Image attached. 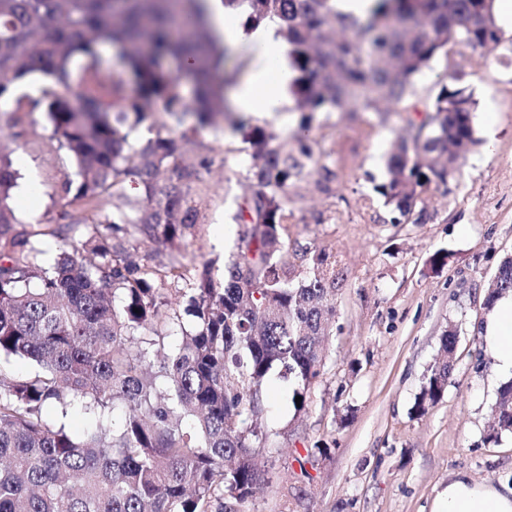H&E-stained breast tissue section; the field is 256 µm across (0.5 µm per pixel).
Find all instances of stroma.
<instances>
[{"mask_svg": "<svg viewBox=\"0 0 512 512\" xmlns=\"http://www.w3.org/2000/svg\"><path fill=\"white\" fill-rule=\"evenodd\" d=\"M459 77L476 101V144L453 180L421 193L425 219L399 223L376 188L387 178L394 141L442 85ZM185 145L206 161L192 195L202 215L196 239L175 256L210 266L221 279L238 244L234 215L249 194L247 145L225 122L195 129ZM15 142L18 168L10 204L17 231L54 262L64 241L85 237L66 224L58 192L75 162L44 110L27 117ZM310 144L336 172L331 194L291 190L287 260L305 271L302 250L326 251L341 285L324 367L292 404L293 382L271 373L265 387L266 446L258 465L269 477L244 512H431L434 498L459 472L512 488V430L487 442L502 381L479 360L485 296L501 260L512 255V32L492 51L449 45L417 75L388 123L374 111L316 114ZM455 325L459 341L443 398L415 410L424 377L440 356V337Z\"/></svg>", "mask_w": 512, "mask_h": 512, "instance_id": "stroma-1", "label": "stroma"}]
</instances>
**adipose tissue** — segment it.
I'll use <instances>...</instances> for the list:
<instances>
[{"label":"adipose tissue","instance_id":"ef3b65f1","mask_svg":"<svg viewBox=\"0 0 512 512\" xmlns=\"http://www.w3.org/2000/svg\"><path fill=\"white\" fill-rule=\"evenodd\" d=\"M206 8L222 43L232 47L245 44L253 51L248 74L231 92L235 111L256 118L286 111L292 72L277 23L244 27L229 21L224 0H206ZM480 335L492 354L496 371L512 378V294L500 298L489 310ZM432 512H512V489L503 491L458 473L438 492Z\"/></svg>","mask_w":512,"mask_h":512}]
</instances>
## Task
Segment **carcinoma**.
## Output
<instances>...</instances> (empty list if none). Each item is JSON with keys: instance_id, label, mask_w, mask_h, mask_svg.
Segmentation results:
<instances>
[{"instance_id": "cac0c4a2", "label": "carcinoma", "mask_w": 512, "mask_h": 512, "mask_svg": "<svg viewBox=\"0 0 512 512\" xmlns=\"http://www.w3.org/2000/svg\"><path fill=\"white\" fill-rule=\"evenodd\" d=\"M203 2L0 0L6 124L18 127L45 105L77 164V179L59 192L92 223L44 265V251L14 230L17 172L0 149V512H212L215 502L218 512H237L263 481L255 459L267 442L259 433L268 377L279 370L297 384L293 396L306 397L335 314L329 255L303 250V275L283 255L289 188L311 180L328 193L336 179L307 144L313 114L399 104L449 42H501L493 3L483 0H373L363 17L336 11L335 0H224L247 25L280 24L301 118L291 145L239 122L252 192L217 283L206 268L139 257L125 240L128 224L171 247L196 235L191 190L205 164L151 114L156 103L176 119L188 110L173 60L194 79L199 122L226 115L217 73L227 49ZM101 42L122 69L101 72ZM32 74L49 80L38 99L20 86ZM474 111L465 88L442 86L415 129V158L404 144L389 157L377 188L385 204L410 220L426 185L448 184L455 168L444 155L477 142ZM143 124L153 136L130 142ZM129 181L141 195L126 193ZM109 197L118 214L94 220ZM509 292L512 256L497 268L486 306ZM440 342L446 356L425 377L419 413L441 400L453 374L456 329ZM15 359L34 373L15 374ZM74 412L90 419L80 434L66 424ZM495 414L499 428L512 429V378L497 389Z\"/></svg>"}]
</instances>
